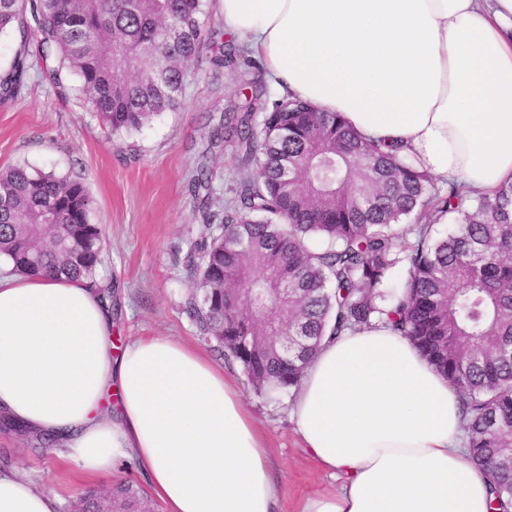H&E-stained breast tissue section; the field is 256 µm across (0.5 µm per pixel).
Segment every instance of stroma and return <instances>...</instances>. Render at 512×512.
<instances>
[{
    "instance_id": "1",
    "label": "stroma",
    "mask_w": 512,
    "mask_h": 512,
    "mask_svg": "<svg viewBox=\"0 0 512 512\" xmlns=\"http://www.w3.org/2000/svg\"><path fill=\"white\" fill-rule=\"evenodd\" d=\"M211 55L210 49H202L187 64L179 111L163 113L129 134H111L83 106L76 78L56 85L53 59L29 72L17 97L0 100V168L23 165L77 176L93 199V220L105 226L107 235L96 275L112 285V334L121 343L169 336L203 344L188 304L185 256L194 241L209 234L204 210L218 211L228 202L237 167L230 145L211 143L205 117L243 105L255 84L264 87L269 99L277 97L262 69L245 80L228 67L217 74ZM202 155L211 171L206 199L191 187V172ZM209 355L234 376L266 435L280 487L277 512H298L305 498L336 490L338 481L301 445L290 414L293 395L257 396L238 364L214 349ZM0 463L26 470L39 486L56 490L66 501L113 484L109 478L85 481L34 437L1 430Z\"/></svg>"
}]
</instances>
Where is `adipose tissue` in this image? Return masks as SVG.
<instances>
[{"label": "adipose tissue", "mask_w": 512, "mask_h": 512, "mask_svg": "<svg viewBox=\"0 0 512 512\" xmlns=\"http://www.w3.org/2000/svg\"><path fill=\"white\" fill-rule=\"evenodd\" d=\"M224 30L280 94L478 198L512 182V0H221ZM335 493L299 512H489L457 394L389 326L323 341L292 410ZM0 422L52 443L89 481L133 464L164 512H276L270 449L241 389L167 336L116 351L87 280L0 276ZM60 495L0 468V512Z\"/></svg>", "instance_id": "adipose-tissue-1"}]
</instances>
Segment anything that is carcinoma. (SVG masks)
Here are the masks:
<instances>
[{
	"instance_id": "carcinoma-1",
	"label": "carcinoma",
	"mask_w": 512,
	"mask_h": 512,
	"mask_svg": "<svg viewBox=\"0 0 512 512\" xmlns=\"http://www.w3.org/2000/svg\"><path fill=\"white\" fill-rule=\"evenodd\" d=\"M202 16V0H0V38L20 41L0 95L23 88L37 35L41 56L58 59L57 82L77 77L112 132L137 131L181 107L183 68L202 46H216L217 70L259 66ZM213 138L235 144L239 166L224 211L203 214L209 237L187 254L203 338L268 396L297 389L324 338L390 325L459 396L466 459L488 475L493 510L512 512V183L473 206L454 184L442 194L399 147L295 94L253 96ZM92 210L79 180L0 169V257L26 276L94 278L106 237ZM438 213L456 224L442 239ZM397 266L403 285L389 291ZM287 334L306 338L288 357L264 342ZM112 498L140 512L145 493L123 481Z\"/></svg>"
}]
</instances>
